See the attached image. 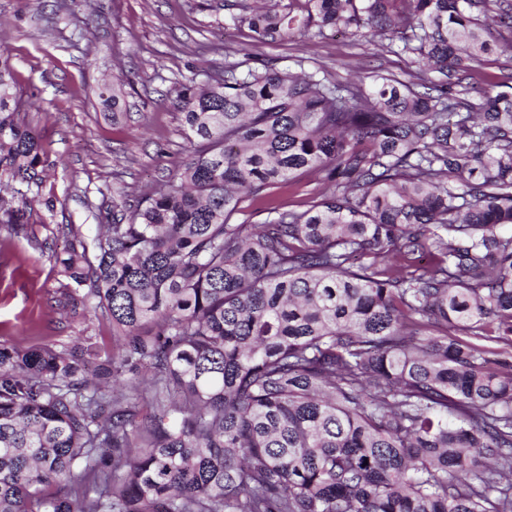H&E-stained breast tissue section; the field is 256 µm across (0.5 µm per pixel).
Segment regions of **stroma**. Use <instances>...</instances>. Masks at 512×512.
Returning a JSON list of instances; mask_svg holds the SVG:
<instances>
[{
    "instance_id": "1",
    "label": "stroma",
    "mask_w": 512,
    "mask_h": 512,
    "mask_svg": "<svg viewBox=\"0 0 512 512\" xmlns=\"http://www.w3.org/2000/svg\"><path fill=\"white\" fill-rule=\"evenodd\" d=\"M250 32L233 26L224 0H0V50L10 56L39 133L47 176L26 235L0 226V343L68 346L111 342L112 325L68 301L51 259L72 224L93 238L112 203L135 208L192 149L174 103L181 83L242 61ZM283 67L324 70L342 83L392 74L408 79L413 57L325 31L260 45ZM122 81V112L102 95ZM318 173L245 199L236 224H263L270 207L303 211L326 194ZM53 208H46V201Z\"/></svg>"
}]
</instances>
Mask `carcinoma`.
Wrapping results in <instances>:
<instances>
[{"mask_svg":"<svg viewBox=\"0 0 512 512\" xmlns=\"http://www.w3.org/2000/svg\"><path fill=\"white\" fill-rule=\"evenodd\" d=\"M258 44L342 28L414 55L339 84L244 53L176 89L191 154L54 254L112 324L0 344V512H512V0H224ZM44 149L0 52V223ZM314 171L265 224L247 197ZM482 65L472 70L473 83L478 88H488L493 84L512 85V59L507 54H493ZM329 191L323 181V175L307 173L297 176L285 184L274 185L263 192L262 198H246L241 203V212L234 215V224H265L275 214L267 207L304 211L318 203Z\"/></svg>","mask_w":512,"mask_h":512,"instance_id":"cac0c4a2","label":"carcinoma"}]
</instances>
